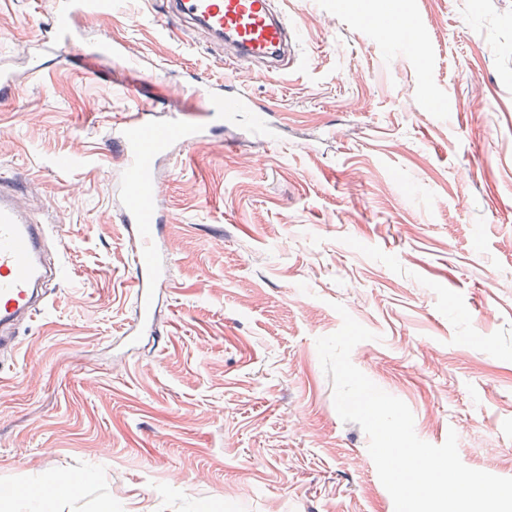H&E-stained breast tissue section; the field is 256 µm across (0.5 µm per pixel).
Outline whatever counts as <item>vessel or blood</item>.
<instances>
[{
  "label": "vessel or blood",
  "mask_w": 512,
  "mask_h": 512,
  "mask_svg": "<svg viewBox=\"0 0 512 512\" xmlns=\"http://www.w3.org/2000/svg\"><path fill=\"white\" fill-rule=\"evenodd\" d=\"M165 15L175 28L186 34H205L210 43L224 51L225 66L257 62L266 71H278L291 58L294 31L274 9L273 0H162ZM114 0H51V22L56 43L68 46L76 17L108 20ZM391 43L406 46L415 55L427 54L421 33L406 26L383 30ZM123 45L110 31H103L98 46L77 57L55 54V62L81 69L94 68L97 61L121 52ZM202 101L200 111L188 117L154 119L151 107L136 106L121 114L109 131L110 141L126 157L119 185L123 200L120 221L136 243V274L131 288L136 301L130 334H154V290L165 274V264L156 252L160 211L152 208L157 198L156 172L173 147L189 146L205 131L224 125L225 118L240 113L250 116L254 135L267 143H278L282 129L271 107L259 104L243 91L226 92L223 85L190 87ZM15 188L0 184V353L14 356L15 329L44 310L51 291L58 285L59 270L47 260L49 228L19 210L14 203Z\"/></svg>",
  "instance_id": "1"
}]
</instances>
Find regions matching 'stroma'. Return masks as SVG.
Here are the masks:
<instances>
[{"label": "stroma", "mask_w": 512, "mask_h": 512, "mask_svg": "<svg viewBox=\"0 0 512 512\" xmlns=\"http://www.w3.org/2000/svg\"><path fill=\"white\" fill-rule=\"evenodd\" d=\"M300 31L288 68L225 69L151 0L103 30L139 62L131 90L64 66L32 74L50 0H0V180L64 227L74 276L21 324L0 367V489L70 475L52 512H394L358 424L339 417L316 347L346 313L373 332L352 363L458 436L469 468L512 478V0H279ZM423 31L429 60L380 21ZM224 80L278 113L269 146L242 121L160 168L170 257L157 335L119 348L134 315L131 242L108 139L128 107L193 106ZM456 109H447V101ZM238 141L224 148L225 138ZM81 154L71 170L57 158Z\"/></svg>", "instance_id": "stroma-1"}]
</instances>
